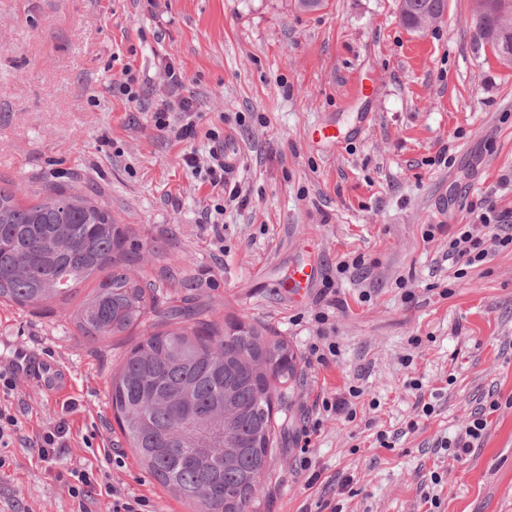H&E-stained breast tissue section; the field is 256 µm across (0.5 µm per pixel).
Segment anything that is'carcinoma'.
Wrapping results in <instances>:
<instances>
[{
    "mask_svg": "<svg viewBox=\"0 0 512 512\" xmlns=\"http://www.w3.org/2000/svg\"><path fill=\"white\" fill-rule=\"evenodd\" d=\"M446 0H403L402 23L419 30ZM475 36L512 56V0H476ZM137 246L112 209L84 190L53 185L20 198L0 186V300L44 308L98 281L73 316L94 339L118 336L157 307L160 285L128 267ZM164 330L134 344L112 378L122 435L149 473L193 512H259L275 466L273 395L292 379L288 342L236 320L221 329L205 311L170 305Z\"/></svg>",
    "mask_w": 512,
    "mask_h": 512,
    "instance_id": "1",
    "label": "carcinoma"
}]
</instances>
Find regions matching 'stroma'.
Masks as SVG:
<instances>
[{"mask_svg": "<svg viewBox=\"0 0 512 512\" xmlns=\"http://www.w3.org/2000/svg\"><path fill=\"white\" fill-rule=\"evenodd\" d=\"M0 0V178L19 195L72 184L107 201L158 276L181 261L188 300L217 323L237 318L288 341L296 373L276 415L264 512H512V248L480 224L485 201L512 213V64L475 37L473 0H447L415 32L400 0ZM201 119L192 140L157 131L167 65ZM145 79L131 102L125 68ZM374 85L355 99V80ZM333 122L347 137L320 138ZM232 137L244 203L224 205V247L205 226L215 196L184 163L209 131ZM442 232L426 238L429 225ZM469 224L490 257L455 277L448 235ZM311 259L291 293L289 267ZM359 267L338 274L341 260ZM95 281L50 311L0 304V336L49 359L67 384L19 380L8 402L22 429L0 469V512H77L32 442L58 421L69 467L102 469L150 512H189L128 447L113 417L112 375L158 319L119 336H81L72 317ZM327 323H318L317 313ZM328 364L306 355L321 337ZM422 380L431 417L410 379ZM359 388L357 416L318 413ZM497 410H489L490 402ZM484 410L465 462L438 445ZM390 445L381 447L379 434ZM442 481L433 485L430 476Z\"/></svg>", "mask_w": 512, "mask_h": 512, "instance_id": "obj_1", "label": "stroma"}]
</instances>
